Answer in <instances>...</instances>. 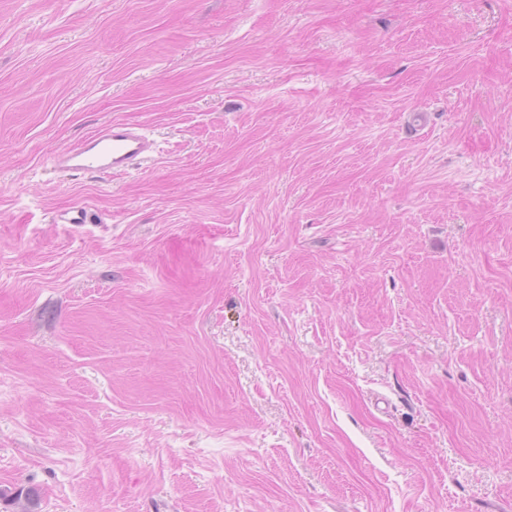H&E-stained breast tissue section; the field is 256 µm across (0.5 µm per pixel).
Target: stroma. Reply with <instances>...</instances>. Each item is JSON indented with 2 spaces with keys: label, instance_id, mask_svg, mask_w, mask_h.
I'll list each match as a JSON object with an SVG mask.
<instances>
[{
  "label": "stroma",
  "instance_id": "obj_1",
  "mask_svg": "<svg viewBox=\"0 0 512 512\" xmlns=\"http://www.w3.org/2000/svg\"><path fill=\"white\" fill-rule=\"evenodd\" d=\"M0 512H512V0H0ZM154 150V141L142 128L108 123L76 146L52 153L49 164L52 169L66 173H128L138 170Z\"/></svg>",
  "mask_w": 512,
  "mask_h": 512
}]
</instances>
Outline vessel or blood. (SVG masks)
I'll return each instance as SVG.
<instances>
[{
    "instance_id": "b4317fda",
    "label": "vessel or blood",
    "mask_w": 512,
    "mask_h": 512,
    "mask_svg": "<svg viewBox=\"0 0 512 512\" xmlns=\"http://www.w3.org/2000/svg\"><path fill=\"white\" fill-rule=\"evenodd\" d=\"M154 150V141L142 128L108 123L76 146L52 153L49 164L52 169L66 173H127L139 169Z\"/></svg>"
}]
</instances>
